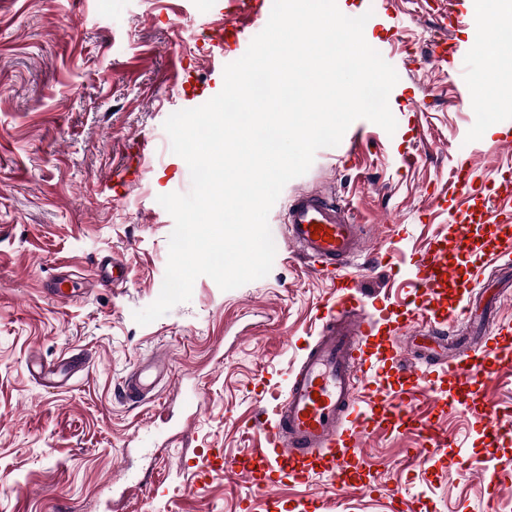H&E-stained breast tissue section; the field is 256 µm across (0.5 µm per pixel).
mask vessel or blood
I'll use <instances>...</instances> for the list:
<instances>
[{
    "label": "vessel or blood",
    "instance_id": "vessel-or-blood-1",
    "mask_svg": "<svg viewBox=\"0 0 512 512\" xmlns=\"http://www.w3.org/2000/svg\"><path fill=\"white\" fill-rule=\"evenodd\" d=\"M250 0H226L224 4V37L239 39L242 30L240 14L249 11ZM467 211H460L452 240L435 241L418 264L419 284L423 288L447 277L465 278L467 268L450 267L448 249L465 252L468 240ZM288 241L297 247L315 271H330V288L335 298L327 308L319 336L306 342L302 355L288 379L287 394L273 417L264 418L261 426L268 446L262 461L264 471L307 476L318 462H325L328 471L343 473L356 459L367 428L365 411L371 399L363 392V381L371 367L372 342L381 327L365 311L360 291L351 278L340 269L358 256V229L348 210L318 195L301 193L286 204ZM328 230V239L313 238L315 225ZM96 276L100 286L111 288L123 281V263L109 258L98 262ZM473 302L457 301L448 307L424 305L406 309L396 315L398 327L418 330L422 339L420 358L427 368L444 367L449 377L460 386L472 382L473 368L490 363V356L474 357L442 364L448 349L447 326L461 317H472ZM30 374L39 380L68 384L79 372V360L47 363L31 357L27 363ZM170 371L168 358L154 354L131 371L124 380L126 399L140 402L153 384Z\"/></svg>",
    "mask_w": 512,
    "mask_h": 512
}]
</instances>
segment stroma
Here are the masks:
<instances>
[{"label": "stroma", "mask_w": 512, "mask_h": 512, "mask_svg": "<svg viewBox=\"0 0 512 512\" xmlns=\"http://www.w3.org/2000/svg\"><path fill=\"white\" fill-rule=\"evenodd\" d=\"M336 0L367 15L364 37L398 81L388 104L394 133L359 119L338 146L319 149L290 180L268 222L276 243L270 273L233 290L198 277L190 301L140 325L164 280L172 216L159 195L191 189L187 163L163 127L223 87L227 64L247 44L220 39L224 0H0V512H512V341L498 365L475 377L462 404L452 380L397 372L390 353L414 361L412 329L373 349L368 380L380 404L403 402L412 422H378L346 481L324 468L302 479L257 484L266 445L258 418L280 403L297 342L314 335L331 297L326 279L286 244L284 210L298 193L350 208L363 252L347 275L368 313L392 316L424 304L416 260L452 235L448 198L466 165L478 193L512 170V103L497 118L475 33L484 21L454 0ZM443 63H425L436 40ZM479 208V248L469 291L497 321L512 322V251L482 248L496 225ZM122 259L126 280H93L101 258ZM72 278L75 299L54 301L50 277ZM163 352L171 378L132 404L120 383ZM55 362L88 355L70 385L37 384L30 354ZM431 420L420 431L416 418ZM152 493L135 491L137 483Z\"/></svg>", "instance_id": "1"}]
</instances>
